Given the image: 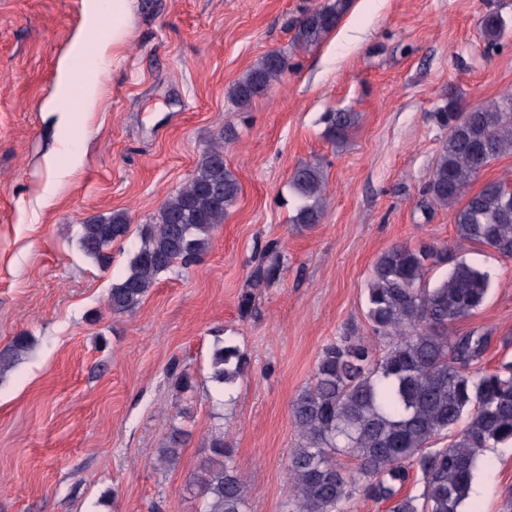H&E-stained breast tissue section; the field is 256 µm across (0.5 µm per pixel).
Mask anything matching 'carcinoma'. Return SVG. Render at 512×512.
<instances>
[{
	"instance_id": "1",
	"label": "carcinoma",
	"mask_w": 512,
	"mask_h": 512,
	"mask_svg": "<svg viewBox=\"0 0 512 512\" xmlns=\"http://www.w3.org/2000/svg\"><path fill=\"white\" fill-rule=\"evenodd\" d=\"M349 0H324L295 26L292 48L318 46L344 16ZM484 35L497 40L504 22L495 12L482 16ZM286 51H271L255 62L230 91L244 109L288 71ZM448 128L423 195L427 204L451 210L460 246L479 243L512 259V192L505 181L471 192L490 163L512 153V94L462 110L452 101L436 112ZM357 112H330L325 134L337 145L358 126ZM326 171L319 160L299 164L290 179L298 205L291 222L312 228L324 211ZM241 187L224 163V146H210L189 183L170 196L151 224L129 271L112 285L114 314L135 311L160 274L195 264L209 248L215 229L238 201ZM130 231L124 212L91 217L81 224L80 245L99 266L112 263V244ZM452 262L434 287L423 285L429 267ZM281 253L268 248L249 277L266 288L278 277ZM489 278L447 249L395 245L382 253L366 288V316L379 343L345 338L321 351L312 382L292 400L290 414L298 443L287 461L291 512H345L359 491L392 502L391 512H462L487 448L512 444V365L493 372L473 369L490 337L448 334V325L476 311ZM31 339L15 336L0 348V378L30 349ZM250 358L229 340L217 341L211 379L229 391L248 374ZM452 437L442 448L434 444ZM184 432L174 427L158 462L173 467ZM352 458L347 469L337 457ZM422 474L419 495H399L409 469ZM200 512H248L249 482L236 465V452L218 429L193 480Z\"/></svg>"
}]
</instances>
